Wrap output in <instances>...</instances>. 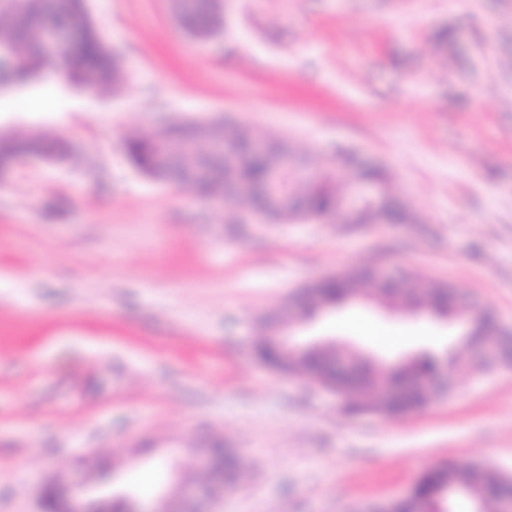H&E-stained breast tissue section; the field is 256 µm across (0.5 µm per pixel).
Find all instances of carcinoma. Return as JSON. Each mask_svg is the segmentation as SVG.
I'll return each mask as SVG.
<instances>
[{
	"mask_svg": "<svg viewBox=\"0 0 512 512\" xmlns=\"http://www.w3.org/2000/svg\"><path fill=\"white\" fill-rule=\"evenodd\" d=\"M175 20L188 36L207 40L218 37L224 29V10L220 0H194L186 8L182 0H172ZM0 16L11 18L8 25H0V58L10 64L8 73H0V93L22 90L48 77L53 62L62 57L57 70L63 84L82 87L96 95L118 92L124 81L122 57L106 44L101 32L89 17L86 0H0ZM58 25L72 31L70 42L56 54L46 48L49 25ZM224 143H212L206 126L199 122H180L166 126L152 134H135L127 143V154L132 164L148 177L170 185H183L188 180L186 160L206 169V179L196 183L204 197L213 203H262L259 190L268 180L269 161L249 152L246 131H219ZM169 146L164 166L155 161L154 147L158 139ZM241 156L238 166L228 170L224 166V152ZM49 156L44 135L17 132L0 137V165L6 167L22 157ZM343 179L340 170L324 164L310 167L290 178L287 190L294 205L303 208L311 217L321 219L339 217L342 197L336 185ZM241 185L253 191L246 197L233 192ZM359 296L400 301L410 307L419 302L431 304L440 314H452L448 303V287L439 281L413 280L403 292H391L387 285L376 284L359 268L344 270L343 274L317 285L312 300L291 308V318L308 319L321 308L340 307ZM259 356L284 373L316 376L336 385L346 400L350 413H374L389 418H400L421 410L430 403L424 380L432 373L450 365L432 355L410 358L394 367L380 368L364 356L349 354L351 368L339 374L332 367L337 350L332 346H303L288 349L265 337L256 345ZM216 453L211 477L220 483L239 481L241 474L236 453L231 448L210 446ZM500 474L480 466L457 468L446 464L426 476L402 501L386 507L385 512H437V508L456 497H464L471 506L482 512H494L497 500L491 490L499 482Z\"/></svg>",
	"mask_w": 512,
	"mask_h": 512,
	"instance_id": "obj_1",
	"label": "carcinoma"
}]
</instances>
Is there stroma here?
<instances>
[{
  "instance_id": "1",
  "label": "stroma",
  "mask_w": 512,
  "mask_h": 512,
  "mask_svg": "<svg viewBox=\"0 0 512 512\" xmlns=\"http://www.w3.org/2000/svg\"><path fill=\"white\" fill-rule=\"evenodd\" d=\"M122 52L123 90L60 84L0 96V133L68 142L0 178V512L92 482L144 502L201 480L217 435L245 471L216 512H369L447 463L512 476V364L479 370L461 326L360 299L292 324L361 354L454 358L448 396L400 420L345 413L253 347L304 284L381 262L447 282L512 331V0H226L198 41L170 0H88ZM228 121L314 165L381 167L412 224H234L153 181L126 140ZM362 320L379 342L352 329Z\"/></svg>"
}]
</instances>
